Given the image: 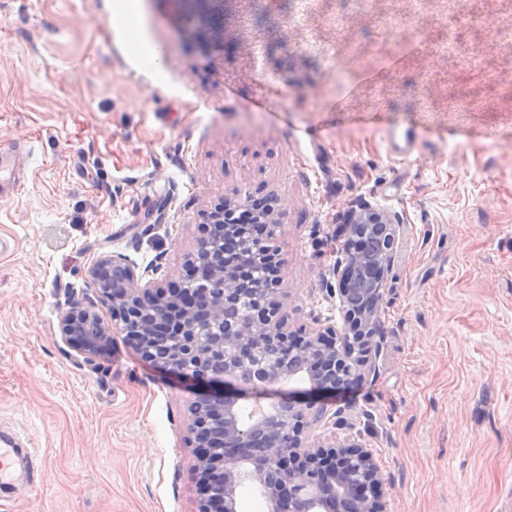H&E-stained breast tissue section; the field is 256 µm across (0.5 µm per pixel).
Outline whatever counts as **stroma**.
I'll use <instances>...</instances> for the list:
<instances>
[{"label": "stroma", "mask_w": 512, "mask_h": 512, "mask_svg": "<svg viewBox=\"0 0 512 512\" xmlns=\"http://www.w3.org/2000/svg\"><path fill=\"white\" fill-rule=\"evenodd\" d=\"M118 2L0 0V150L28 147L0 205V429L43 463L0 512H195L192 394L120 335L86 360L59 308L93 297L101 252L178 278L200 212L260 186L287 205L297 327L342 321L344 213L402 219L375 370L323 403L374 450L387 512H512V0H224L220 39L211 5L139 0L153 68ZM416 136L414 132L405 130L390 136V151L400 160L409 162L416 152Z\"/></svg>", "instance_id": "stroma-1"}]
</instances>
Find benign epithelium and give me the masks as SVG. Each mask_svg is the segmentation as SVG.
Here are the masks:
<instances>
[{"instance_id":"obj_1","label":"benign epithelium","mask_w":512,"mask_h":512,"mask_svg":"<svg viewBox=\"0 0 512 512\" xmlns=\"http://www.w3.org/2000/svg\"><path fill=\"white\" fill-rule=\"evenodd\" d=\"M285 210L273 196H224L202 212L182 279L165 286L154 266L97 255L88 277L112 320L69 301L59 338L94 357L117 331L142 359L197 390L189 410L196 512H238L244 480L271 469L277 478L260 484L268 512H387L373 450L353 437L324 441L317 404L372 370L401 221L364 205L348 211L346 256L334 269L343 330L327 323L307 331L279 316L283 261L275 229ZM295 373L307 375V389L280 394L252 427L240 424V402L265 399Z\"/></svg>"}]
</instances>
